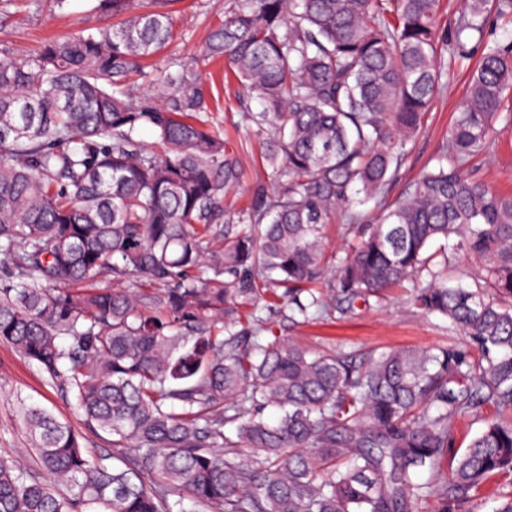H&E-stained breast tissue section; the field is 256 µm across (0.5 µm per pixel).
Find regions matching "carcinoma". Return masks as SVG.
I'll return each instance as SVG.
<instances>
[{
	"mask_svg": "<svg viewBox=\"0 0 512 512\" xmlns=\"http://www.w3.org/2000/svg\"><path fill=\"white\" fill-rule=\"evenodd\" d=\"M175 2L97 0L115 22L0 48V340L111 437L88 448L18 399L36 461L0 455V512L482 505L486 483L512 482V195L465 169L512 126V41L486 31L512 25V0H464L450 29L441 0H227L198 58L158 65ZM475 45L437 164L392 197ZM201 60L262 104L243 122L276 177L243 209L224 205L244 172ZM359 195L376 223L350 209ZM336 220L359 241L331 250ZM452 235L472 286L428 252ZM422 275L413 311L471 349L313 352L268 319L353 315ZM463 424L479 429L455 453Z\"/></svg>",
	"mask_w": 512,
	"mask_h": 512,
	"instance_id": "1",
	"label": "carcinoma"
}]
</instances>
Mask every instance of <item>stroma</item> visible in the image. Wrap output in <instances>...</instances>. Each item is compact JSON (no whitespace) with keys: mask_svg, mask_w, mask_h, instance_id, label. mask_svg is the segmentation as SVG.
Returning a JSON list of instances; mask_svg holds the SVG:
<instances>
[{"mask_svg":"<svg viewBox=\"0 0 512 512\" xmlns=\"http://www.w3.org/2000/svg\"><path fill=\"white\" fill-rule=\"evenodd\" d=\"M96 0H69L65 13L51 11L38 0H21L4 21L0 22V45L32 50L41 41L68 33L72 28L106 24V17L95 10ZM224 0H177L175 30L179 35L175 52L191 60L202 45L208 30L223 18ZM464 88L463 75H454L445 93L435 103L425 121V131L415 141L394 185L400 194L418 174L432 165L445 142ZM221 112L214 119L231 144H239L244 130L238 129L242 112L260 110L258 100L239 98L236 83L225 84L220 92ZM472 174L491 189L512 193V128L497 131L492 149L472 162ZM408 291L396 288L371 307L332 322L276 323L278 335L292 339L312 350L345 351L420 349L444 344L466 346L467 340L451 331L440 316L414 314L407 304ZM41 403L52 408L74 427L82 422L72 407L41 377L35 366L26 362L9 344L0 342V453L32 464L28 440L15 421L17 400Z\"/></svg>","mask_w":512,"mask_h":512,"instance_id":"stroma-1","label":"stroma"}]
</instances>
